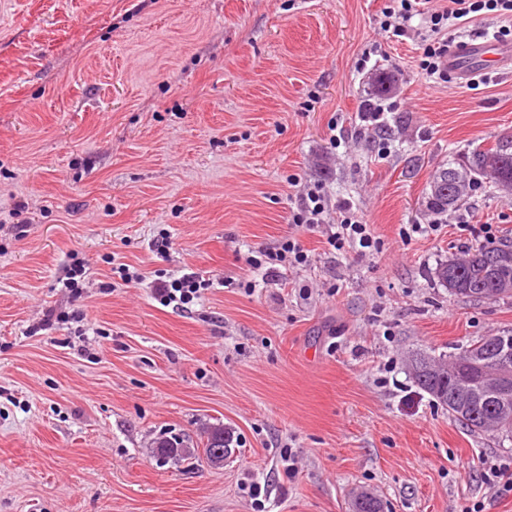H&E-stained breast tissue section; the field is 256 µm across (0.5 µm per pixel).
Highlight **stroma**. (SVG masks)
I'll list each match as a JSON object with an SVG mask.
<instances>
[{
	"mask_svg": "<svg viewBox=\"0 0 512 512\" xmlns=\"http://www.w3.org/2000/svg\"><path fill=\"white\" fill-rule=\"evenodd\" d=\"M390 5L0 0V512H352L363 491L383 512H512L486 478L512 440L461 425L405 366L512 333V298H454L433 276L512 242V202L481 183L426 207L437 169L512 139V74L426 77L425 26L384 31ZM382 69L397 83L378 97ZM293 177L353 204L383 252L295 226ZM290 236L308 265L246 293L249 253ZM117 262L145 282L120 284ZM190 271L213 282L202 299H152ZM52 309L84 311L87 334L31 333ZM217 422L223 467L150 457L159 434Z\"/></svg>",
	"mask_w": 512,
	"mask_h": 512,
	"instance_id": "1",
	"label": "stroma"
}]
</instances>
